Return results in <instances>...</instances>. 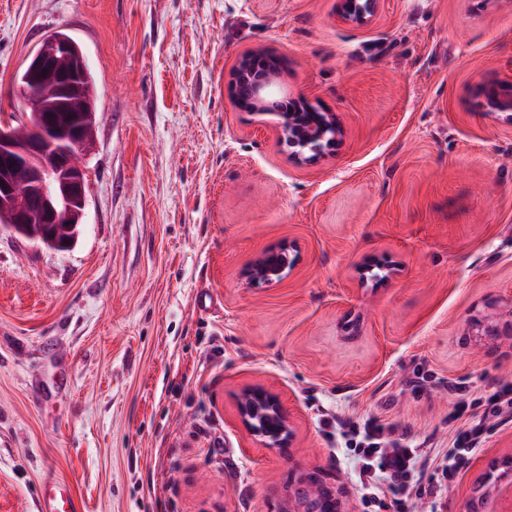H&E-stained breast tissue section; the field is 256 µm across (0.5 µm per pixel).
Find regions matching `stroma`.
Here are the masks:
<instances>
[{
	"label": "stroma",
	"mask_w": 512,
	"mask_h": 512,
	"mask_svg": "<svg viewBox=\"0 0 512 512\" xmlns=\"http://www.w3.org/2000/svg\"><path fill=\"white\" fill-rule=\"evenodd\" d=\"M338 3L0 0V126L24 120L16 75L54 31L97 87L76 246L0 227V512H36L50 469L88 512H282L309 474L363 512L323 414L445 448L449 381L512 384V335L483 333L512 322V125L478 106L512 77V0H380L366 27ZM255 49L342 121L318 164L233 104ZM285 241L288 277L248 286ZM248 386L279 395L291 448L243 428ZM488 425L440 512L512 455V422Z\"/></svg>",
	"instance_id": "35a3bbf8"
}]
</instances>
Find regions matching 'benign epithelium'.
<instances>
[{
    "label": "benign epithelium",
    "mask_w": 512,
    "mask_h": 512,
    "mask_svg": "<svg viewBox=\"0 0 512 512\" xmlns=\"http://www.w3.org/2000/svg\"><path fill=\"white\" fill-rule=\"evenodd\" d=\"M379 0H340L338 18L347 25L366 26L375 18ZM249 54L239 61L230 87H241L236 105L258 115L273 114L288 157L298 166H311L336 150L344 127L334 112L311 107L282 108L275 88L283 80L256 70ZM85 56L73 53L71 43L52 41L32 55L25 81L49 84L55 90V106L30 113L24 125L34 135L21 138L10 129L0 130V216L6 228L39 241L50 249H71L77 225L83 223L86 205V169L83 158L93 144L84 132L94 121L85 112L71 118L65 111L82 100L81 77ZM480 107L492 115H505L512 124V78L498 79L480 88ZM292 264L268 252L243 271L249 286H270L288 276ZM239 420L266 448H285L293 430L284 418L279 398L264 389H247L239 399ZM341 503L329 491L299 488L288 495V512H339Z\"/></svg>",
    "instance_id": "1"
}]
</instances>
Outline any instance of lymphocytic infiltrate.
Returning a JSON list of instances; mask_svg holds the SVG:
<instances>
[{"label": "lymphocytic infiltrate", "mask_w": 512, "mask_h": 512, "mask_svg": "<svg viewBox=\"0 0 512 512\" xmlns=\"http://www.w3.org/2000/svg\"><path fill=\"white\" fill-rule=\"evenodd\" d=\"M450 389L458 397L454 417L461 425L447 451L407 447L405 434L374 419L349 425L347 445L356 457L366 512H409L414 497L426 499L429 512H438L444 484L455 481L481 451L488 420L512 421V385L473 400L467 399L464 384L452 383Z\"/></svg>", "instance_id": "obj_1"}]
</instances>
